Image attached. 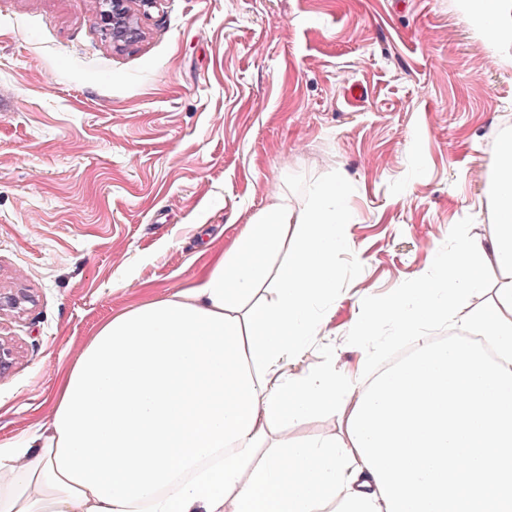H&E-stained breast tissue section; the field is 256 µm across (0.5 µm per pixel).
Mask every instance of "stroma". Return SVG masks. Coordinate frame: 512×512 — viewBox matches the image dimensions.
<instances>
[{
    "instance_id": "obj_1",
    "label": "stroma",
    "mask_w": 512,
    "mask_h": 512,
    "mask_svg": "<svg viewBox=\"0 0 512 512\" xmlns=\"http://www.w3.org/2000/svg\"><path fill=\"white\" fill-rule=\"evenodd\" d=\"M0 0V441L39 432L56 372L125 307L170 294L275 191L342 178L351 243L294 371L361 376L364 297L426 274L450 229L490 239L486 180L512 135V61L464 0ZM494 59L495 70L484 63ZM358 85L362 98L348 94ZM350 406L290 435H344ZM107 9L102 10L106 29L112 34V42L117 46L126 45L139 39L140 29L135 24L126 5L127 0H102Z\"/></svg>"
}]
</instances>
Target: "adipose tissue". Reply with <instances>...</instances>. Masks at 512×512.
I'll list each match as a JSON object with an SVG mask.
<instances>
[{"label": "adipose tissue", "mask_w": 512, "mask_h": 512, "mask_svg": "<svg viewBox=\"0 0 512 512\" xmlns=\"http://www.w3.org/2000/svg\"><path fill=\"white\" fill-rule=\"evenodd\" d=\"M492 44L512 53V0H470ZM343 181L315 186L308 209L281 194L186 287L103 322L59 373L42 432L0 444V512H386L350 438L297 440L291 423L345 403L365 384L290 359L319 335L349 246ZM491 247L465 228L436 273L369 304L356 340L381 324L416 346L446 322L489 338L512 370V282L491 308L461 313L492 257L512 275V136L487 192Z\"/></svg>", "instance_id": "obj_1"}]
</instances>
